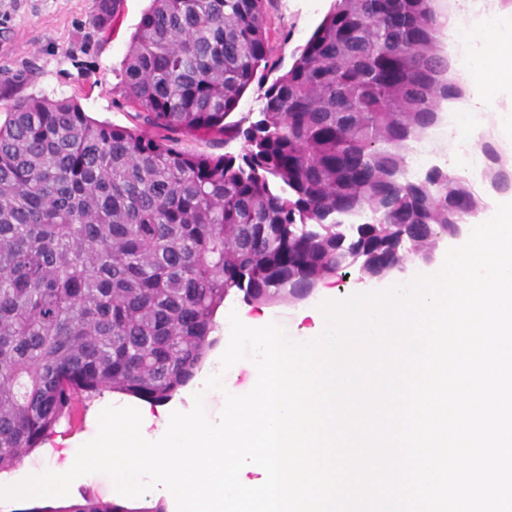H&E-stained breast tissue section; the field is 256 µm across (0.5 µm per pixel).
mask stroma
I'll return each mask as SVG.
<instances>
[{
    "label": "stroma",
    "mask_w": 512,
    "mask_h": 512,
    "mask_svg": "<svg viewBox=\"0 0 512 512\" xmlns=\"http://www.w3.org/2000/svg\"><path fill=\"white\" fill-rule=\"evenodd\" d=\"M150 0H121L120 11L112 31L105 38L93 34L95 0H0V70L25 71L26 81L20 92L34 96H76L84 110L93 118L119 126H130L128 111L120 101V75L135 31ZM331 0H317L315 9H308L304 0H274L270 7L277 31L290 32L287 42H276L275 51L283 60H290L293 50L305 44L321 22ZM375 282L350 270L347 278H335L333 288H318L307 299L265 304L269 313L288 336L301 332L302 315L327 300H341L360 290L375 289ZM240 298L228 297L216 315L224 321L229 312H237L240 320H248L258 310ZM257 380L250 361L231 367L224 375L223 391L204 396L208 416H218L224 406L225 393L242 395ZM106 391L95 398L77 403L82 413L81 424L64 418L55 431L46 437L58 462H65L64 450L74 437L90 434L100 406L112 399Z\"/></svg>",
    "instance_id": "1"
}]
</instances>
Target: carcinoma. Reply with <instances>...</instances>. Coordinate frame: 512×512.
<instances>
[{"instance_id": "cac0c4a2", "label": "carcinoma", "mask_w": 512, "mask_h": 512, "mask_svg": "<svg viewBox=\"0 0 512 512\" xmlns=\"http://www.w3.org/2000/svg\"><path fill=\"white\" fill-rule=\"evenodd\" d=\"M119 0H95L112 27ZM272 0H151L121 74L134 128L72 97L4 98L0 120V471L73 396L163 403L216 344L217 310L288 300L355 267L405 269L485 207L448 170L406 177V146L466 92L438 0H333L286 71ZM247 127L227 121L251 86ZM203 133L244 153L180 147ZM484 179L512 159L484 142ZM65 512H126L93 497Z\"/></svg>"}]
</instances>
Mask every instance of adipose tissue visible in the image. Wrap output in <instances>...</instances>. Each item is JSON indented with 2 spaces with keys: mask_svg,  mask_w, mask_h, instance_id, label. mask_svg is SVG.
<instances>
[{
  "mask_svg": "<svg viewBox=\"0 0 512 512\" xmlns=\"http://www.w3.org/2000/svg\"><path fill=\"white\" fill-rule=\"evenodd\" d=\"M477 48L463 71L472 80V99L464 111L480 112L493 98L512 99V23L489 24L470 33Z\"/></svg>",
  "mask_w": 512,
  "mask_h": 512,
  "instance_id": "ef3b65f1",
  "label": "adipose tissue"
}]
</instances>
